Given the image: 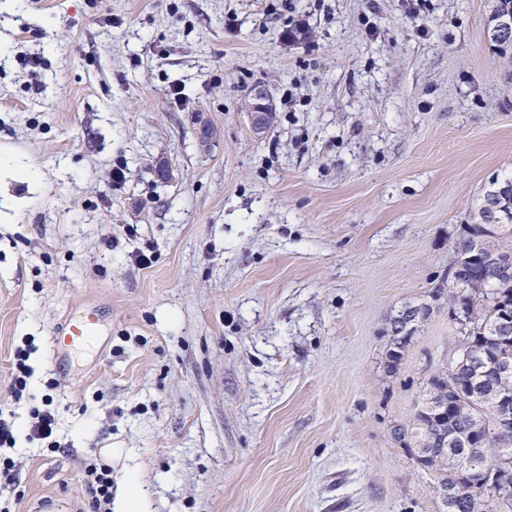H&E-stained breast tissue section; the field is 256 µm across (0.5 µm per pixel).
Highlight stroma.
<instances>
[{
  "instance_id": "35a3bbf8",
  "label": "stroma",
  "mask_w": 512,
  "mask_h": 512,
  "mask_svg": "<svg viewBox=\"0 0 512 512\" xmlns=\"http://www.w3.org/2000/svg\"><path fill=\"white\" fill-rule=\"evenodd\" d=\"M492 9H0V200L21 203L0 218V403L29 344L30 406L60 418L52 449L16 409L18 484L0 507L56 496L87 512L80 473L109 448L113 486L135 477L150 512H438L390 428L454 355L447 309L396 374L383 361L393 316L442 283L472 207L512 172V45L491 40ZM299 26L308 37L285 40ZM257 83L276 108L260 137ZM94 308L97 342L57 373L52 327ZM273 108L274 102L269 90L262 85L257 86L250 94L246 107L253 134L263 136L267 132Z\"/></svg>"
}]
</instances>
